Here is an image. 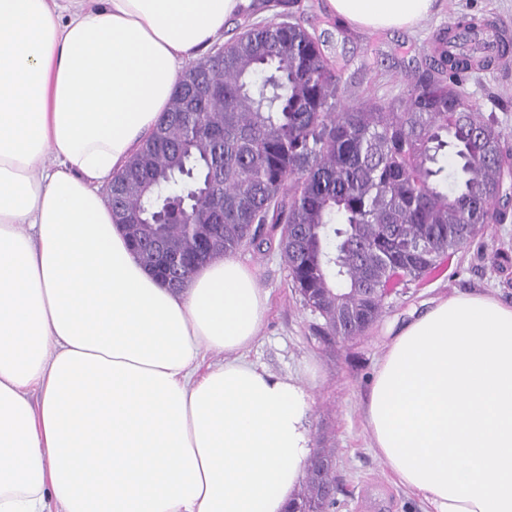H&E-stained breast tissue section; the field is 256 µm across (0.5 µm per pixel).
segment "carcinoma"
I'll list each match as a JSON object with an SVG mask.
<instances>
[{
  "label": "carcinoma",
  "instance_id": "cac0c4a2",
  "mask_svg": "<svg viewBox=\"0 0 512 512\" xmlns=\"http://www.w3.org/2000/svg\"><path fill=\"white\" fill-rule=\"evenodd\" d=\"M287 0H269L272 18L248 17L201 64L224 93L187 110L177 85L148 141L113 178L122 193L112 214L145 212L129 237L140 258L159 237L172 255L190 256L209 224L224 245L257 249L277 240L304 306L341 339L362 336L381 315L382 288L397 274L417 280L469 244L486 224H503L512 204V148L494 115H484L456 78L492 65L462 32L486 26L462 16L441 31L426 67L389 102L341 106L342 75L319 39L293 20ZM308 478L301 506L318 512Z\"/></svg>",
  "mask_w": 512,
  "mask_h": 512
}]
</instances>
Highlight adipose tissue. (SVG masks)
<instances>
[{"label":"adipose tissue","mask_w":512,"mask_h":512,"mask_svg":"<svg viewBox=\"0 0 512 512\" xmlns=\"http://www.w3.org/2000/svg\"><path fill=\"white\" fill-rule=\"evenodd\" d=\"M249 2L0 0V512H284L306 477L312 396L246 356L268 311L252 269L219 255L165 287L101 192ZM326 3L366 31L441 8ZM363 415L430 512H512V304L412 314Z\"/></svg>","instance_id":"ef3b65f1"}]
</instances>
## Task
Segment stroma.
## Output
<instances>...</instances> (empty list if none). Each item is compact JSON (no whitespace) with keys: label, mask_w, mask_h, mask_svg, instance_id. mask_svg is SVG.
<instances>
[{"label":"stroma","mask_w":512,"mask_h":512,"mask_svg":"<svg viewBox=\"0 0 512 512\" xmlns=\"http://www.w3.org/2000/svg\"><path fill=\"white\" fill-rule=\"evenodd\" d=\"M291 12L320 37L322 51L342 73L344 103L385 102L400 96L411 74L424 68L435 35L460 16L499 25L512 40V0H443L435 17L414 30L363 32L333 18L325 0H291ZM467 99L493 114L512 135V64L492 66L463 78ZM512 250V217L485 225L466 247L451 254L441 269L399 287L389 295L380 318L359 338L340 340L321 331L322 319L294 292L277 248L246 247L235 255L256 273L269 294V312L251 359L272 374L301 381L313 397L309 423L313 445L328 448L336 464L335 506L329 512H427L369 446L362 407L375 364L399 326L431 300L456 292L490 291L512 303V266L494 264L497 249Z\"/></svg>","instance_id":"stroma-1"}]
</instances>
